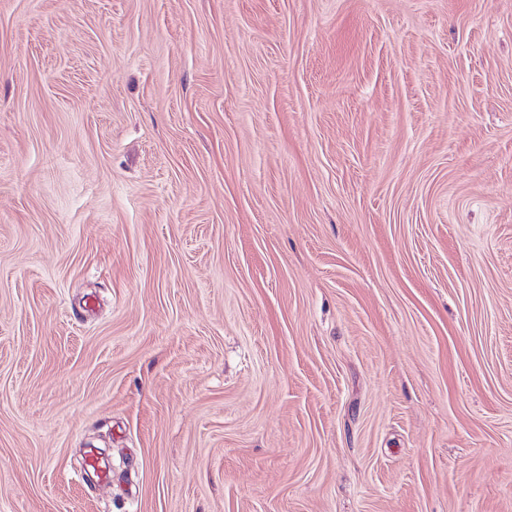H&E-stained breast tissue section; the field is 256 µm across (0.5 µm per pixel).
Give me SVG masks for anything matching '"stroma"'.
Segmentation results:
<instances>
[{
  "label": "stroma",
  "mask_w": 512,
  "mask_h": 512,
  "mask_svg": "<svg viewBox=\"0 0 512 512\" xmlns=\"http://www.w3.org/2000/svg\"><path fill=\"white\" fill-rule=\"evenodd\" d=\"M0 512H512V0H0Z\"/></svg>",
  "instance_id": "stroma-1"
}]
</instances>
